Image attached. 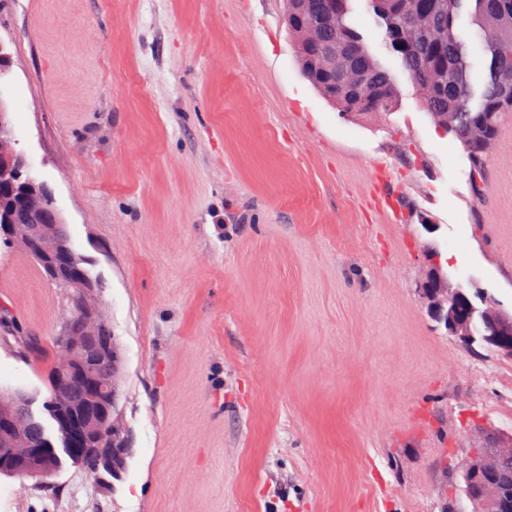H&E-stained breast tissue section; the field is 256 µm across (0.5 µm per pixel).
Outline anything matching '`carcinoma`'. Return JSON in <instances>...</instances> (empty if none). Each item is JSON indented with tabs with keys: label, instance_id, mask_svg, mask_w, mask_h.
Returning a JSON list of instances; mask_svg holds the SVG:
<instances>
[{
	"label": "carcinoma",
	"instance_id": "cac0c4a2",
	"mask_svg": "<svg viewBox=\"0 0 512 512\" xmlns=\"http://www.w3.org/2000/svg\"><path fill=\"white\" fill-rule=\"evenodd\" d=\"M463 0H371L372 8L385 28V34L394 36L388 42L396 54L403 73L419 82L421 102L432 115L461 112L464 121L475 128L492 127L499 130L504 118L512 114V105L501 102L491 73H486L482 84L471 79V63L465 42L455 28L448 25V16L456 15ZM473 19L479 28L485 51L501 57L512 56V8L499 10L496 16L483 13L480 0H473ZM286 23L293 40L298 62L305 78L332 104L343 112H389L397 98L396 75L379 63L363 43L349 21L350 0H286ZM352 41L365 57V65L349 89L333 92L331 81L320 67L324 42L329 38ZM470 163V170L478 171L485 179L489 150L475 143L464 132L455 131ZM44 278L58 288L65 313L59 331L48 353L46 376L50 395L45 403L54 410L76 405L88 396L90 385L82 377L66 374L63 341L66 332L74 327L69 318L78 309V293L66 279ZM101 323L84 342L77 353L85 374L108 379L111 386L107 402L113 413L112 426L105 428L108 441L116 452L127 454L123 444L129 442L126 427L119 417V402L123 397L121 350L104 306H99ZM20 408L18 394L0 388V416L14 414ZM19 449L10 435L0 432V475H10ZM79 464L90 473L99 470L112 472V460L94 452L84 456ZM504 507L496 512H512V457L503 463Z\"/></svg>",
	"mask_w": 512,
	"mask_h": 512
}]
</instances>
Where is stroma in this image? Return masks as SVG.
Returning a JSON list of instances; mask_svg holds the SVG:
<instances>
[{
    "label": "stroma",
    "instance_id": "stroma-1",
    "mask_svg": "<svg viewBox=\"0 0 512 512\" xmlns=\"http://www.w3.org/2000/svg\"><path fill=\"white\" fill-rule=\"evenodd\" d=\"M286 0H0L15 147L100 283L123 352L119 476H0V512H472L512 446V360L426 313L425 245L512 308V138L475 195L461 142L399 71L389 112L303 76ZM0 317L51 343L59 293L0 246ZM0 387L49 395L0 337ZM512 448H496L491 453L477 449L474 458L464 472L466 495L474 505V511L493 512L501 495L500 469L503 463V508L495 512H512ZM506 460V461H505Z\"/></svg>",
    "mask_w": 512,
    "mask_h": 512
}]
</instances>
